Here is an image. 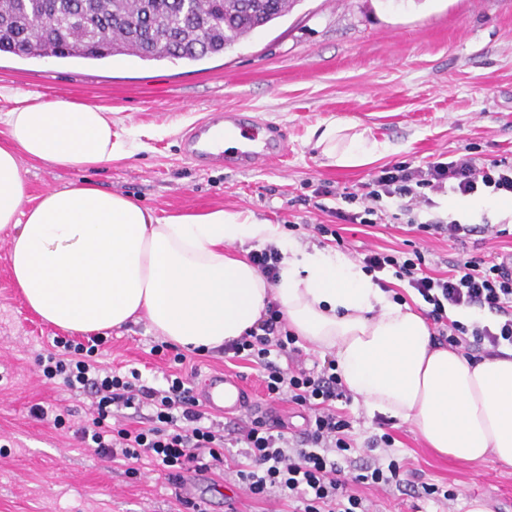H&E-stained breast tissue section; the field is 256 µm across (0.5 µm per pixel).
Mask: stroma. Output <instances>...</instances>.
<instances>
[{"mask_svg": "<svg viewBox=\"0 0 512 512\" xmlns=\"http://www.w3.org/2000/svg\"><path fill=\"white\" fill-rule=\"evenodd\" d=\"M40 95L100 105L112 111V134L126 142L128 158L93 170L21 159L31 195L88 181L130 196L158 217L224 210L287 227L301 244L318 245L309 227L332 224L343 200L314 191L354 188L382 167L422 165L462 156L486 163L512 162V0H301L274 24L257 29L223 54L195 64L108 60L22 59L0 53V110L14 99ZM249 112L288 133L282 163L251 171H202L182 151L184 130L207 112ZM336 118L390 147L358 168L325 165L313 132ZM385 225L344 231L340 256L360 262L367 250H428L437 270L448 268L459 247L448 238L421 236L409 216L383 199ZM10 231L0 232V512H179L166 472L153 465L137 472L101 460L68 429L34 418L35 405L89 419L91 398L76 396L61 379L44 376L36 358L51 349L58 328L31 311L15 288ZM95 359L153 384L181 374L202 384L211 374L239 377L259 402L266 392L253 363L227 362L223 352L189 354L174 362L153 353L160 338L141 320L105 332ZM390 457L404 464L405 479L449 489L450 505L410 497L396 488H366L373 512H468L479 499L490 512H512V468L488 459L467 462L436 453L410 429L389 420ZM183 483L208 512H286L277 500L259 502L240 484L209 474H185Z\"/></svg>", "mask_w": 512, "mask_h": 512, "instance_id": "35a3bbf8", "label": "stroma"}]
</instances>
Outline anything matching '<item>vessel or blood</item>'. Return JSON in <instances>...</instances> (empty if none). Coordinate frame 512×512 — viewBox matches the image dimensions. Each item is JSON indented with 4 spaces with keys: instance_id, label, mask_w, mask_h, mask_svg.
<instances>
[{
    "instance_id": "1",
    "label": "vessel or blood",
    "mask_w": 512,
    "mask_h": 512,
    "mask_svg": "<svg viewBox=\"0 0 512 512\" xmlns=\"http://www.w3.org/2000/svg\"><path fill=\"white\" fill-rule=\"evenodd\" d=\"M255 124V119L246 113L214 110L186 130L182 139L183 152L201 168L228 166L241 171L284 156L288 151V135L285 130L269 125L263 128L261 147L248 144L232 151L225 150L219 132L242 133ZM199 396L212 413L221 417L260 408L253 394L237 377L224 373L211 374Z\"/></svg>"
}]
</instances>
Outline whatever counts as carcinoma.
I'll return each mask as SVG.
<instances>
[{
  "label": "carcinoma",
  "instance_id": "cac0c4a2",
  "mask_svg": "<svg viewBox=\"0 0 512 512\" xmlns=\"http://www.w3.org/2000/svg\"><path fill=\"white\" fill-rule=\"evenodd\" d=\"M301 0H0V52L25 59L200 62L287 16ZM38 20L45 32H34ZM161 34L165 40L154 44Z\"/></svg>",
  "mask_w": 512,
  "mask_h": 512
}]
</instances>
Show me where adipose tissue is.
<instances>
[{
    "label": "adipose tissue",
    "mask_w": 512,
    "mask_h": 512,
    "mask_svg": "<svg viewBox=\"0 0 512 512\" xmlns=\"http://www.w3.org/2000/svg\"><path fill=\"white\" fill-rule=\"evenodd\" d=\"M0 123V231H13L14 285L45 322L91 333L143 317L173 345L208 351L243 336L274 301L294 335L334 355L369 413L408 424L440 454L512 466V348L466 359L371 274L277 224L221 210L160 218L90 183L30 199L21 158L86 169L128 151L112 137L111 109L96 105L21 97ZM316 146L339 168L389 151L339 119L324 122ZM245 242L279 250L276 283L231 252Z\"/></svg>",
    "instance_id": "ef3b65f1"
}]
</instances>
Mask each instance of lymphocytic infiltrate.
<instances>
[{
    "instance_id": "f902f5d3",
    "label": "lymphocytic infiltrate",
    "mask_w": 512,
    "mask_h": 512,
    "mask_svg": "<svg viewBox=\"0 0 512 512\" xmlns=\"http://www.w3.org/2000/svg\"><path fill=\"white\" fill-rule=\"evenodd\" d=\"M512 194V165L504 161L476 163L471 158L434 161L414 166L398 163L383 167L355 191L342 192L352 210H337V220L366 227L384 221L380 203L398 200L404 212L431 205L434 195L452 191L472 195L478 190ZM368 273L393 269L425 303L424 315L432 335L470 360L500 356L501 346L512 347V268L504 255L463 256L450 262L447 271L429 266L423 250L397 255L371 251L362 259ZM476 308L494 315L493 324L470 325L453 320L450 310ZM225 354L250 361L261 368V380L271 401H288L306 414L299 440L287 437L285 425L269 417L250 414L237 424L233 438H226L223 422L199 402L191 379L170 376L157 388L145 384L139 371L121 375L108 370L86 352L84 344L66 337L39 356L43 372L61 378L71 392L96 398L90 424L78 427L77 437L101 459L151 462L169 470L173 482L183 474H223L234 471L239 483L257 500L275 496L294 502V512H370L355 486L403 488L402 467L397 460L381 461L377 449L392 447L394 438L382 433L370 438L371 462L351 471L346 467L354 450L352 423L336 408L348 391L336 373L335 361L309 368L302 350L277 304H270L263 319L244 336L224 346ZM285 357L287 367L274 363ZM147 410L137 424L109 425L119 409ZM238 454L226 458V443Z\"/></svg>"
}]
</instances>
